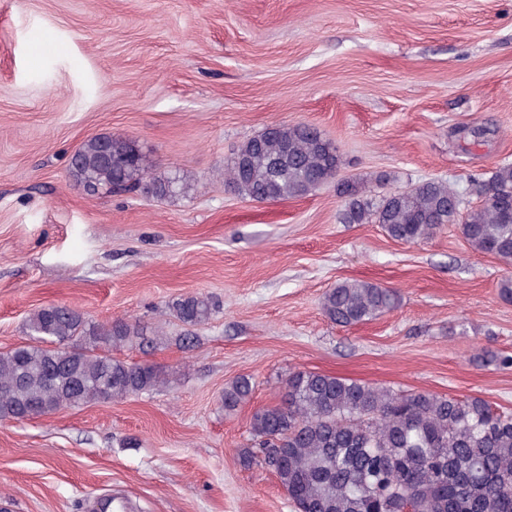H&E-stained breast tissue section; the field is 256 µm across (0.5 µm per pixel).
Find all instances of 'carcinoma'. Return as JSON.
I'll return each mask as SVG.
<instances>
[{
    "label": "carcinoma",
    "instance_id": "cac0c4a2",
    "mask_svg": "<svg viewBox=\"0 0 512 512\" xmlns=\"http://www.w3.org/2000/svg\"><path fill=\"white\" fill-rule=\"evenodd\" d=\"M339 147L307 123H278L246 139L224 167V183L255 202L302 197L334 179ZM150 159L131 138L98 135L71 158V176L92 194L143 188L165 199L182 177L147 178ZM479 204L464 211L455 188L428 181L373 198L368 179L337 186L346 224H379L397 241L418 244L458 225L476 251L512 266V164L473 179ZM397 292L343 281L322 300L324 315L349 327L396 307ZM211 298L172 306L184 324L208 321ZM30 343L0 352V420L28 411L118 401L171 384L158 366L128 363L112 350L147 342L125 319L94 322L75 306L48 305L27 320ZM280 403L249 421L253 445L243 466L269 469L297 512H512V413L480 397L394 391L315 371L291 373ZM252 393L242 376L224 387L231 412Z\"/></svg>",
    "mask_w": 512,
    "mask_h": 512
}]
</instances>
